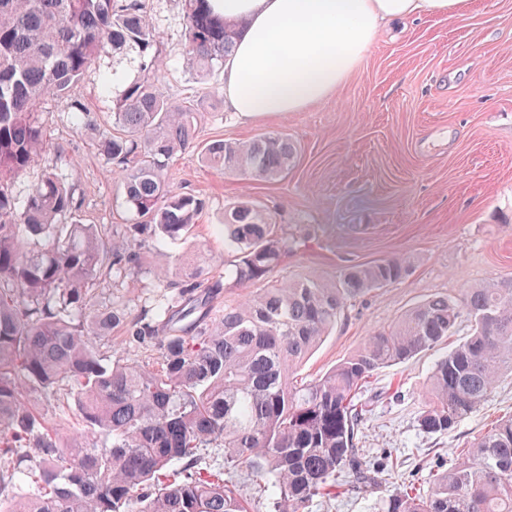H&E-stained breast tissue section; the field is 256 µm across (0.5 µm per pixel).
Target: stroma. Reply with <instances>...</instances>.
<instances>
[{
  "label": "stroma",
  "mask_w": 512,
  "mask_h": 512,
  "mask_svg": "<svg viewBox=\"0 0 512 512\" xmlns=\"http://www.w3.org/2000/svg\"><path fill=\"white\" fill-rule=\"evenodd\" d=\"M469 3L460 17L425 12L386 25L332 98L303 112L244 119L224 107L222 73L202 84L183 73L179 0H146L168 66L163 92L176 101L203 98L200 141L247 142L284 133L297 145L298 156L287 176L271 181L206 167L193 151L177 156L168 172L171 186L207 201L193 242L146 239L137 251L139 275L112 272L97 290L99 301L122 307L127 319L138 318L165 293L150 268L166 260L190 268L199 250L223 271L224 209L242 197L271 217L279 236L294 242L277 277L328 278L350 265L395 257L406 262L399 283L347 305L301 367L300 377L308 380L432 297L456 298L471 285L512 279V0ZM111 70L129 80L137 77L135 54L102 58L99 72L85 82L82 94L92 126L76 128L67 121L66 99L47 101L45 110L50 139L67 155L63 172L82 198L83 221L120 226L131 221L124 188L97 149L112 107L102 75ZM468 333V324H461L447 342L375 371L360 389L356 441L367 463L392 469V482L366 491L341 485L314 499L305 512H379L394 488L428 483L431 475L455 467L459 449L512 416V374L507 373L448 434L421 430L418 419L433 366ZM95 345L110 363L144 364L159 353L157 345L128 342L122 327ZM31 399L62 441L107 444V437L85 426L66 395L35 391ZM199 467L205 473L225 471L223 451L206 450ZM228 474L249 499L250 512H272L270 499L255 496L248 471Z\"/></svg>",
  "instance_id": "obj_1"
}]
</instances>
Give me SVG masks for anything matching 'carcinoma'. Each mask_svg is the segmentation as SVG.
Segmentation results:
<instances>
[{
  "instance_id": "carcinoma-1",
  "label": "carcinoma",
  "mask_w": 512,
  "mask_h": 512,
  "mask_svg": "<svg viewBox=\"0 0 512 512\" xmlns=\"http://www.w3.org/2000/svg\"><path fill=\"white\" fill-rule=\"evenodd\" d=\"M182 10L183 67L200 83L224 67L238 25L209 0H182ZM159 46L141 0H0V512H250L232 481L195 469L209 448L224 449V468L244 466L259 488H272L276 512H301L350 477L358 489L378 482L359 457L354 403L377 369L447 341L469 321L470 335L429 379L419 425L439 435L512 372L510 280L432 298L322 377L297 381L345 306L400 281L405 261L353 265L329 279H276L293 242L248 200L224 209V247L234 253V285L264 287L213 315L225 284L200 252L192 278L151 317L129 324L117 306L86 314L113 269L139 273L134 248L146 238L193 235L206 201L170 186L173 158L191 149L208 167L275 179L297 152L282 133L198 142V106L160 88ZM125 50L137 53L142 78L107 79L112 122L98 147L122 177L135 222L115 232L81 222L60 148L19 201L18 180L49 145L44 102L66 97L71 117L91 123L79 89L103 57ZM126 324L134 341L158 345L152 365L108 364L97 352L93 339ZM61 390L111 446L63 445L46 429L28 394ZM460 456L427 489L393 491L384 512H512V418Z\"/></svg>"
}]
</instances>
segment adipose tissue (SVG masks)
Segmentation results:
<instances>
[{"label":"adipose tissue","mask_w":512,"mask_h":512,"mask_svg":"<svg viewBox=\"0 0 512 512\" xmlns=\"http://www.w3.org/2000/svg\"><path fill=\"white\" fill-rule=\"evenodd\" d=\"M468 0H211L240 35L224 64V103L248 118L303 112L333 97L382 25L430 12L463 13Z\"/></svg>","instance_id":"obj_1"}]
</instances>
